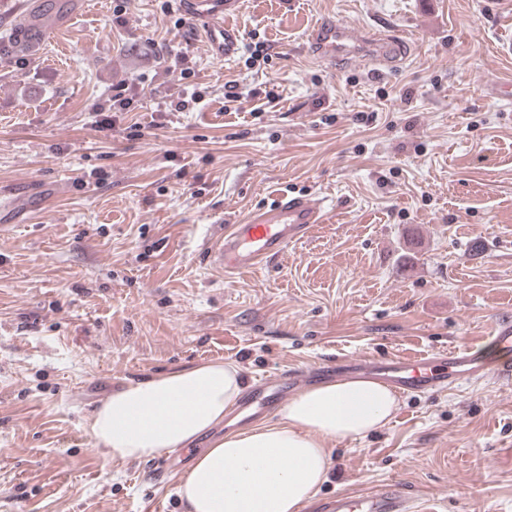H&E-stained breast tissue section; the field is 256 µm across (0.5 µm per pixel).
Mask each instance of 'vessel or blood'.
<instances>
[{
  "mask_svg": "<svg viewBox=\"0 0 512 512\" xmlns=\"http://www.w3.org/2000/svg\"><path fill=\"white\" fill-rule=\"evenodd\" d=\"M235 0L210 5L209 0H183L186 14L206 20L204 44L211 55L229 59L241 49V36L225 27L224 10ZM84 6V0H66L61 12L45 15L31 13L20 35L21 45L29 53H37L46 37L59 26L67 24ZM354 29L333 20L321 21L314 29L310 42L315 55L323 61L339 59L347 42L356 40ZM329 208L324 198L279 191L267 206L254 211L243 222L214 241L209 259L227 272H242L259 268L264 262L282 255L291 244L303 239L313 225L325 223ZM493 353L469 345L445 353L414 358L362 357L351 362V370L375 376L396 390L413 393L453 387L464 382L495 376L512 381V324L497 325L491 333ZM298 374H276L267 378L263 387L245 403V412L265 411L290 396L301 382ZM319 512H410L408 498L395 486L374 491L338 494L324 499Z\"/></svg>",
  "mask_w": 512,
  "mask_h": 512,
  "instance_id": "b4317fda",
  "label": "vessel or blood"
}]
</instances>
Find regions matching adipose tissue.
I'll use <instances>...</instances> for the list:
<instances>
[{
    "mask_svg": "<svg viewBox=\"0 0 512 512\" xmlns=\"http://www.w3.org/2000/svg\"><path fill=\"white\" fill-rule=\"evenodd\" d=\"M244 378L230 362L205 363L129 385L94 410L105 455L143 460L193 445L239 403ZM387 385L366 378L297 391L278 424L225 432L198 454L178 493L190 512H300L324 483L329 442L363 436L398 409Z\"/></svg>",
    "mask_w": 512,
    "mask_h": 512,
    "instance_id": "ef3b65f1",
    "label": "adipose tissue"
}]
</instances>
